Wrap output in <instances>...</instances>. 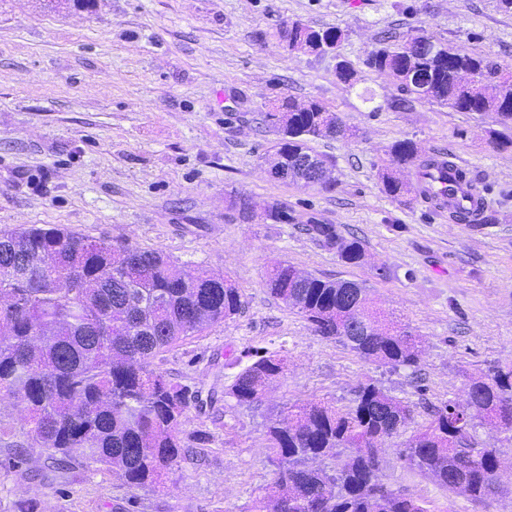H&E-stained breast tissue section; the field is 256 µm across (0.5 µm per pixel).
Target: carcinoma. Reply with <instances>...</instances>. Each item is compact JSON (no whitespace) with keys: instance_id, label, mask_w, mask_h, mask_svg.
<instances>
[{"instance_id":"carcinoma-1","label":"carcinoma","mask_w":512,"mask_h":512,"mask_svg":"<svg viewBox=\"0 0 512 512\" xmlns=\"http://www.w3.org/2000/svg\"><path fill=\"white\" fill-rule=\"evenodd\" d=\"M288 48L320 54L337 48L342 32L315 30L299 21L284 32ZM419 36L398 43L387 37L365 59L370 69L393 78L407 109L432 101L458 112L494 113L512 121V78L486 57L462 54L444 44L421 52ZM472 72L478 80L462 83ZM277 134L270 166L288 181L332 187L326 159L311 143L344 138L347 128L318 101L285 97L263 115ZM391 164L448 166L449 156L419 159L411 140L390 149ZM384 191L398 197L408 184L390 167L381 172ZM232 205L250 220L257 203L237 195ZM306 231L336 249L347 264L365 257L361 241L341 237L335 225L315 216ZM270 294L298 311L321 336L334 337L359 358L379 366L418 363L420 338L408 324L379 312L366 287L304 274L286 261L268 273ZM242 294L229 278L191 274L157 250L106 242L67 229L32 225L0 232V400L24 405L34 437L54 457L82 459L121 473L135 487L154 485L186 450L180 419L194 391L151 369L160 352L237 315ZM286 360L255 352L227 394L240 404L261 400L284 373ZM469 400L435 407L427 425L398 449L409 467L439 487L485 502L504 492L496 477L500 448L482 446L476 423L512 433V367L494 366L471 380ZM408 425L414 409L373 382L362 383L353 406L328 402L288 407V425H269L277 470L273 494L253 500L249 512H437L420 497L394 491L379 479L390 426ZM329 460V468L310 461Z\"/></svg>"}]
</instances>
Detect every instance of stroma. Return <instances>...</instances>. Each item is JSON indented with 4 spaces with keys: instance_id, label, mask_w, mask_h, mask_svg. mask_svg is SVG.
<instances>
[{
    "instance_id": "obj_1",
    "label": "stroma",
    "mask_w": 512,
    "mask_h": 512,
    "mask_svg": "<svg viewBox=\"0 0 512 512\" xmlns=\"http://www.w3.org/2000/svg\"><path fill=\"white\" fill-rule=\"evenodd\" d=\"M294 21L339 28L338 52L289 50L281 31ZM417 33L512 72V12L499 0H0V231L35 224L127 241L231 276L243 301L240 314L152 361L168 380L216 393L207 406L189 403L178 436L191 452L159 488L100 465H60L6 399L0 512H247L275 477L271 421L298 401L352 405L367 380L415 407L380 459L388 488L442 512H512V494L471 501L398 454L429 407L464 399L488 366L512 365V147L488 139L498 118L430 102L393 109L396 83L363 64L386 36ZM341 57L354 86L336 76ZM288 96L323 103L357 131L313 144L333 164V189L267 173L276 135L260 115ZM405 139L423 156L452 153L485 188L490 223L459 224L422 199L387 195L379 172ZM234 194L287 205L290 220L243 221ZM312 215L360 240L363 262L307 234ZM277 260L368 288L377 309L421 337L417 368L377 366L317 335L267 289ZM258 351L287 356V370L262 402L238 403L224 388Z\"/></svg>"
}]
</instances>
